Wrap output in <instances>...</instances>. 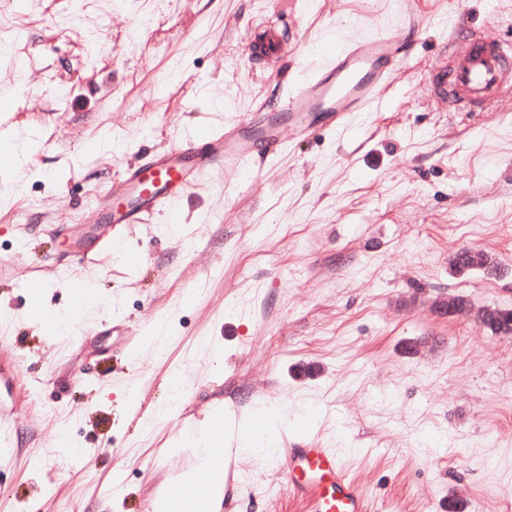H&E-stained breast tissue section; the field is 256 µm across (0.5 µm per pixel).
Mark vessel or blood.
Listing matches in <instances>:
<instances>
[{
	"label": "vessel or blood",
	"instance_id": "vessel-or-blood-1",
	"mask_svg": "<svg viewBox=\"0 0 512 512\" xmlns=\"http://www.w3.org/2000/svg\"><path fill=\"white\" fill-rule=\"evenodd\" d=\"M327 28L339 34L335 49L316 55L300 75L283 80L277 110L287 119V129L260 112L205 133L183 128L169 149L128 166L111 193L95 200L103 220L116 227L175 213L210 171L249 167L262 148L282 146V134L304 140L319 132L340 133L354 113L384 109L385 90L407 54L404 23L366 34L339 29L333 21ZM280 42L272 31L255 35L245 55L252 64L269 66ZM428 80L454 111H498L500 102L512 96V49L488 32L450 36L446 66ZM274 463L289 474V489L306 512H366L365 499L354 491L330 445L283 447Z\"/></svg>",
	"mask_w": 512,
	"mask_h": 512
}]
</instances>
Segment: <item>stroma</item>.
<instances>
[{"instance_id": "1", "label": "stroma", "mask_w": 512, "mask_h": 512, "mask_svg": "<svg viewBox=\"0 0 512 512\" xmlns=\"http://www.w3.org/2000/svg\"><path fill=\"white\" fill-rule=\"evenodd\" d=\"M0 0V367L13 451L0 512H137L199 428L325 442L369 512H512V338L431 309L512 310V99L452 112L428 73L452 30L512 46V0ZM406 19L387 105L265 165L211 172L180 210L75 245L122 168L184 127L273 110L255 25H287L284 65ZM28 158L13 159L11 146ZM495 273L448 271L458 248ZM129 317L130 359L85 357ZM66 316L68 329L42 316ZM225 512H305L266 453L227 462Z\"/></svg>"}]
</instances>
